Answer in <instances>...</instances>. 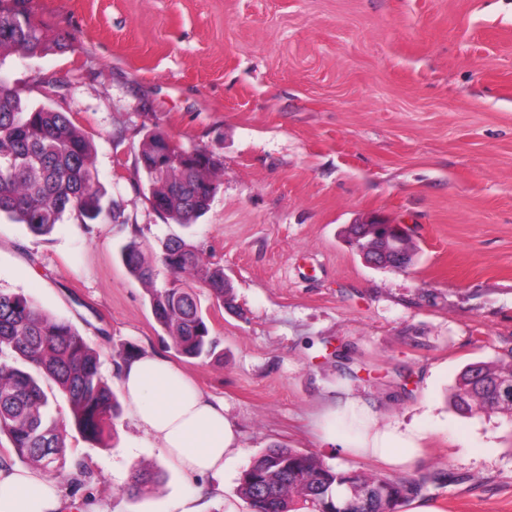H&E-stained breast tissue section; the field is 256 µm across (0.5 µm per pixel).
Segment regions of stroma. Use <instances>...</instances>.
Here are the masks:
<instances>
[{"label":"stroma","mask_w":512,"mask_h":512,"mask_svg":"<svg viewBox=\"0 0 512 512\" xmlns=\"http://www.w3.org/2000/svg\"><path fill=\"white\" fill-rule=\"evenodd\" d=\"M73 48L10 55L23 100L69 114L95 147L125 221L46 236L0 220V290L70 322L112 377L123 346L158 347L145 287L121 251L131 225L156 258L182 237L223 265L243 317L197 291L220 360L178 359L244 431L237 480L273 445L379 474L322 444L310 421L350 389L381 420L421 428V474L439 512H512V420L461 415L446 396L467 364L512 348V0H33ZM210 154L216 193L192 227L149 201L138 154L148 131ZM372 214L406 225V270L373 268L340 237ZM93 475L78 494L102 512H176L189 489L123 410L108 445L70 441ZM160 477L125 491L137 465ZM79 505L66 512H82Z\"/></svg>","instance_id":"1"}]
</instances>
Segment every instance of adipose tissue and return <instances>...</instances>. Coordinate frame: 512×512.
<instances>
[{"mask_svg":"<svg viewBox=\"0 0 512 512\" xmlns=\"http://www.w3.org/2000/svg\"><path fill=\"white\" fill-rule=\"evenodd\" d=\"M114 382L133 409L136 428L150 437L183 477L208 479L222 489L224 467L242 445L238 423L221 399L201 390L168 356L147 349L114 371ZM316 437L356 457H372L409 470L423 458L424 433L392 420L380 422L361 396L341 391L313 420ZM56 480L39 470L0 467V512H62Z\"/></svg>","mask_w":512,"mask_h":512,"instance_id":"obj_1","label":"adipose tissue"}]
</instances>
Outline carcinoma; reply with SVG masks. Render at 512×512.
Listing matches in <instances>:
<instances>
[{
	"label": "carcinoma",
	"mask_w": 512,
	"mask_h": 512,
	"mask_svg": "<svg viewBox=\"0 0 512 512\" xmlns=\"http://www.w3.org/2000/svg\"><path fill=\"white\" fill-rule=\"evenodd\" d=\"M31 2L0 0V219L42 236L74 211L81 217L82 231L90 234L102 217L113 223L122 217L118 205L103 204L91 141L65 113L22 100L2 72L13 53L33 56L71 49L70 40L47 33ZM165 138L164 131L154 130L141 145L139 163L149 199L163 202L166 219L191 226L209 208L215 163L194 149L192 160L159 172L154 144ZM141 234L140 227L132 226L125 265L130 276L146 285L163 336L183 358L222 357L194 288L199 284L219 305L236 308L233 288L224 287V267L203 262L190 242L169 238L158 261L170 279L159 288ZM49 387L66 396L71 423L87 441L110 434L121 416L99 354L85 337L32 298L0 291V435L10 444L0 454V465L28 463L59 479L66 477L68 431L51 412ZM511 400L512 350L495 361L466 365L448 396L450 406L463 415L503 414ZM452 480L444 468L421 478L362 475L334 468L312 452L275 446L243 470L237 494L252 512H346L349 505L354 512H399L422 494L426 482ZM155 482V473L136 467L132 495L150 492Z\"/></svg>",
	"instance_id": "cac0c4a2"
}]
</instances>
